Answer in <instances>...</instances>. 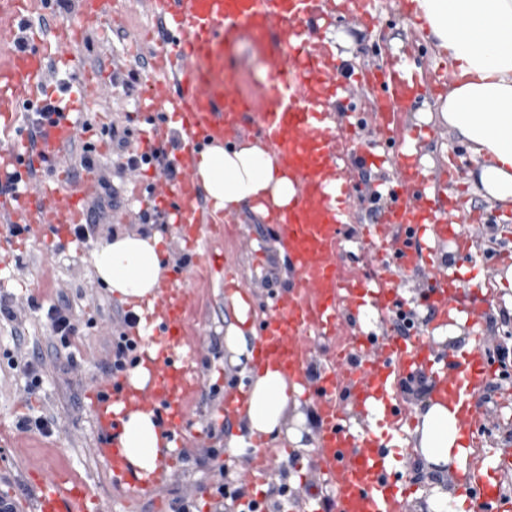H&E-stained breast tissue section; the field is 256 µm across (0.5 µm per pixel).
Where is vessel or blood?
I'll list each match as a JSON object with an SVG mask.
<instances>
[{"mask_svg": "<svg viewBox=\"0 0 512 512\" xmlns=\"http://www.w3.org/2000/svg\"><path fill=\"white\" fill-rule=\"evenodd\" d=\"M162 37L145 58L143 90L136 116L145 122L140 153L170 152L172 138L181 147L175 175L130 169L140 208L154 205L167 212L171 231L188 248L212 238L214 218L195 176L196 154L212 145L247 137L275 152L292 177L296 193L273 223L274 240L283 246L294 277L286 290L272 294L253 341L260 362H274L304 386L320 417L315 470L319 485L333 496L330 512H401L405 495L399 467L397 432L410 415L398 393L409 377L425 375L434 391L460 405L466 432L480 425L477 408L495 367L481 341L467 348L434 354L422 330H411L406 347L373 335L353 333L350 321L366 311L394 316L405 311L402 275L425 270L421 303L431 320L449 310L478 315L466 283L450 285L424 241L425 231L455 244L456 262L473 265L470 241L462 222L476 223L477 209L467 200L450 202L440 189L454 178L451 170L425 171L405 154L411 139L408 114L420 92L409 68L383 62L357 73L344 63L328 64L323 38L333 13L378 25L374 0H145ZM115 0H71L70 11L86 33ZM37 0H0V223L14 227L8 241L23 248L34 225H48L60 240H69L79 224L97 181L85 175L57 191L39 179L45 170L64 172L67 148L80 136L74 104L60 94L49 70L50 60L68 61L71 41L57 25L33 27ZM248 45L263 65V76L247 79L237 51ZM365 98L352 96V87ZM345 104L351 120L327 124L333 103ZM41 112L22 132L14 125L20 108ZM173 112L178 129L156 122ZM369 127L370 140L360 130ZM384 157L392 177L381 190V204L361 241V257L347 252L351 210L348 201L360 185L359 170ZM201 295L195 265L176 267L161 286L147 327L149 346L158 355L151 380L140 391L123 377L95 383L88 396L96 412L119 402L137 401L153 411L169 440L183 436L188 416L204 386L195 364L193 344L202 336ZM323 350L319 372L310 367L315 350ZM351 403L372 416L381 435L353 433L343 410ZM111 425L101 428L98 452L106 456L114 479L132 495L142 480L122 456L111 450ZM279 454L260 452L250 459L242 480L260 483L277 466ZM36 512H89L84 481L59 474L32 473ZM471 512H512L498 482L480 473L463 479Z\"/></svg>", "mask_w": 512, "mask_h": 512, "instance_id": "obj_1", "label": "vessel or blood"}]
</instances>
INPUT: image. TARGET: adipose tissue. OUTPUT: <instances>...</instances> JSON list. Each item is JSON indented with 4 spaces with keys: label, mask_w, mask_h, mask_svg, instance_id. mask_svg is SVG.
Here are the masks:
<instances>
[{
    "label": "adipose tissue",
    "mask_w": 512,
    "mask_h": 512,
    "mask_svg": "<svg viewBox=\"0 0 512 512\" xmlns=\"http://www.w3.org/2000/svg\"><path fill=\"white\" fill-rule=\"evenodd\" d=\"M432 42L447 52L459 79L438 101V114L421 113L420 121L440 118L448 131L467 144L475 163L468 176L487 202L512 205V0H416ZM196 176L215 209L242 206L273 215L290 202L295 187L275 155L259 145L239 140L233 147L214 145L201 152ZM159 235L118 234L92 252L94 273L123 301H153L161 285L164 264L157 247ZM248 304L231 298L234 320L225 331L229 362L251 358L253 332L244 328ZM247 405L238 413L239 433H225L227 448H240L246 437L285 435L300 445V431L287 427L293 393L299 392L277 364L251 373ZM418 424L413 448L425 467L443 472L466 470L468 451L462 444L458 410L435 397L416 404ZM168 442L152 412L132 406L125 410L119 451L128 463L149 476L158 467Z\"/></svg>",
    "instance_id": "1"
}]
</instances>
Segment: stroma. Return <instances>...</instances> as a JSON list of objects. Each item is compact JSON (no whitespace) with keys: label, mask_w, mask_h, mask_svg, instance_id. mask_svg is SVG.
<instances>
[{"label":"stroma","mask_w":512,"mask_h":512,"mask_svg":"<svg viewBox=\"0 0 512 512\" xmlns=\"http://www.w3.org/2000/svg\"><path fill=\"white\" fill-rule=\"evenodd\" d=\"M382 4L384 13L391 16L386 34L372 33L370 28L347 18L328 27L337 60L358 70L377 54L404 56L413 65L428 66L435 72L448 64L447 53L438 52L427 40L421 19L401 17V0H382ZM153 29V21L142 12L137 0H130L128 12L105 16L101 32L74 43L71 65L52 64V75L57 79L71 78L80 70L87 73L89 82H96L92 68L105 55L112 57L122 71L138 69L142 55L129 34L137 31L149 36ZM93 99V107L83 117L87 142L94 146L97 156L93 172L112 189L119 202L118 207H110L107 196L100 191L89 201V208L104 210L97 240L119 233H156L162 238L159 249L167 268L191 261V253L184 251L167 225L122 222L121 207L130 197L129 174L119 167L116 145L103 135L102 129L110 123L130 129L129 144L134 147L139 143L142 125L127 123L126 115L133 111L135 103L125 98L120 89L95 91ZM414 131L419 153L430 155L435 167L447 164L449 153H456L458 183L465 194H472L468 173L474 163L466 145L437 120L428 124L415 122ZM478 210L481 221L470 230L477 254L512 253V206L501 209L482 201ZM233 217L244 237L237 247L225 246L216 251L207 273L209 285L200 307L206 335L197 357L205 388L190 413V432L177 457V472L168 482L135 499L129 498L124 486L114 480L108 461L95 452L96 420L85 396L94 381L105 375L104 367L112 359L113 333L120 330L119 316L130 311V304L120 301L118 294L94 275L85 243L74 239L60 242L48 226L38 227L25 250L13 251L7 257L0 267V299L13 306L17 318L0 319V425L15 429L18 419L27 415L45 417L50 423L49 434L26 433L22 446L0 452V497L12 498L17 512H29L25 503L30 489L19 479L20 473L29 468L50 473L66 469L82 478L92 496L91 512H170L173 503L188 497L193 487L211 484L215 465H223L225 483L238 484L248 467L245 452L254 448L288 450L297 459L296 465L267 476L270 512H306L301 493L313 486L316 478L313 454L318 428L308 421L315 411L312 401L301 398L298 407L299 413L307 418L301 449H291L282 436L250 438L244 447L235 450L224 446V392L250 382L240 367L230 366L227 360L224 308L232 291L225 288L224 282L233 279L251 309L259 311L267 303L269 293L286 289L290 270L286 257L271 240L270 225L246 208L235 211ZM505 271L502 265L483 270L482 283L494 291L493 309L468 333L482 335L488 348L504 346L512 350V282L504 280ZM62 298L69 301L77 325V333L66 349L51 338L44 316L33 313L28 306L33 299L46 308ZM36 351L42 355L41 383L30 394L26 391L28 378L23 368ZM485 421L500 430L497 447L512 449V383L492 390ZM209 448L218 449L216 459L206 457ZM287 481L298 491L297 497L288 503L272 492L273 487Z\"/></svg>","instance_id":"stroma-1"}]
</instances>
